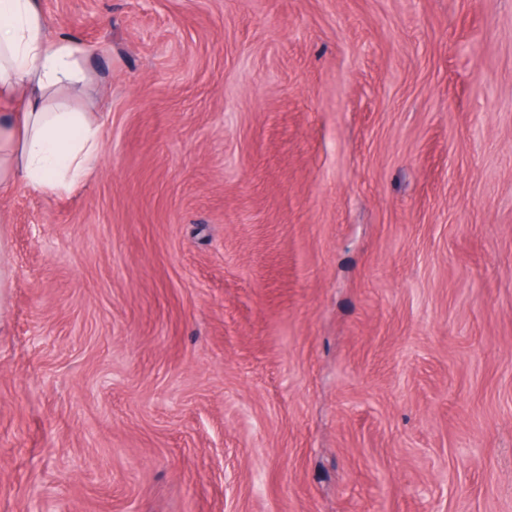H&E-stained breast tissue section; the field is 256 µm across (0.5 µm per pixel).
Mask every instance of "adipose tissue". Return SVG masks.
Instances as JSON below:
<instances>
[{"mask_svg":"<svg viewBox=\"0 0 512 512\" xmlns=\"http://www.w3.org/2000/svg\"><path fill=\"white\" fill-rule=\"evenodd\" d=\"M93 47L51 36L40 0H0V193L23 184L72 191L101 155V129L68 94L86 83Z\"/></svg>","mask_w":512,"mask_h":512,"instance_id":"1","label":"adipose tissue"}]
</instances>
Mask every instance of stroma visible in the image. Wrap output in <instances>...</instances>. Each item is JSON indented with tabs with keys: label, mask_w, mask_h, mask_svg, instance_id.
Masks as SVG:
<instances>
[{
	"label": "stroma",
	"mask_w": 512,
	"mask_h": 512,
	"mask_svg": "<svg viewBox=\"0 0 512 512\" xmlns=\"http://www.w3.org/2000/svg\"><path fill=\"white\" fill-rule=\"evenodd\" d=\"M103 155L0 197V512H512V0H41ZM5 229V225H0V329L3 328L8 319L11 289L14 288V272L10 259V245Z\"/></svg>",
	"instance_id": "1"
}]
</instances>
